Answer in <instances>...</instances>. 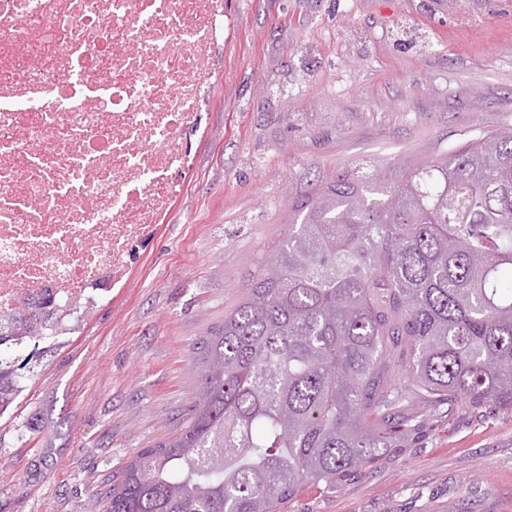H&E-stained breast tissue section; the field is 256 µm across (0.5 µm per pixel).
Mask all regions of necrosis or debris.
Listing matches in <instances>:
<instances>
[{
  "mask_svg": "<svg viewBox=\"0 0 512 512\" xmlns=\"http://www.w3.org/2000/svg\"><path fill=\"white\" fill-rule=\"evenodd\" d=\"M219 0H0V311L85 306L165 217Z\"/></svg>",
  "mask_w": 512,
  "mask_h": 512,
  "instance_id": "obj_1",
  "label": "necrosis or debris"
}]
</instances>
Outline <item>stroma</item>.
I'll return each instance as SVG.
<instances>
[{"label": "stroma", "mask_w": 512, "mask_h": 512, "mask_svg": "<svg viewBox=\"0 0 512 512\" xmlns=\"http://www.w3.org/2000/svg\"><path fill=\"white\" fill-rule=\"evenodd\" d=\"M192 163L129 276L36 360L0 417V512H87L175 435L192 346L244 296L291 203L366 165L384 178L512 127V0H223ZM280 512H512V412L456 414Z\"/></svg>", "instance_id": "35a3bbf8"}]
</instances>
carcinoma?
Instances as JSON below:
<instances>
[{"label":"carcinoma","instance_id":"cac0c4a2","mask_svg":"<svg viewBox=\"0 0 512 512\" xmlns=\"http://www.w3.org/2000/svg\"><path fill=\"white\" fill-rule=\"evenodd\" d=\"M82 318L46 292L0 313V349ZM193 352L190 416L126 462L109 512H279L459 411L512 412V127L291 204L261 274ZM22 391L0 357V415Z\"/></svg>","mask_w":512,"mask_h":512}]
</instances>
